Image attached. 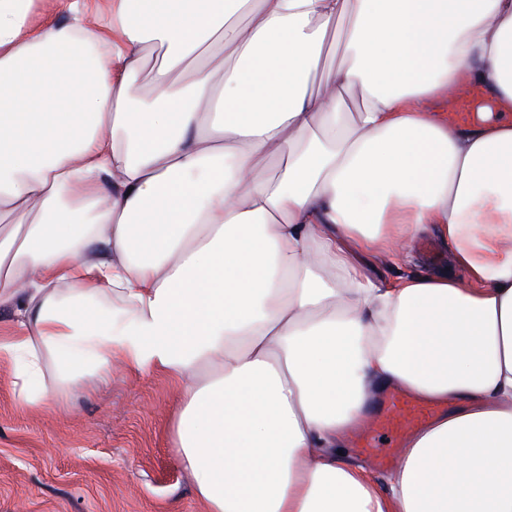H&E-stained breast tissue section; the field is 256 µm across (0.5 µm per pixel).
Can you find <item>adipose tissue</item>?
<instances>
[{"label":"adipose tissue","mask_w":512,"mask_h":512,"mask_svg":"<svg viewBox=\"0 0 512 512\" xmlns=\"http://www.w3.org/2000/svg\"><path fill=\"white\" fill-rule=\"evenodd\" d=\"M35 2L0 0L19 403L117 358L178 380L172 451L208 512H512V0H109L107 25ZM471 84L500 113L449 126ZM429 230L434 274L354 261ZM395 387L451 408L382 485L340 450ZM438 239L431 233L422 235L410 249L414 262L412 264L395 265L386 260L380 261L372 254L355 251L358 263L363 274L379 282H392L401 276L412 273H427L448 267L451 262L449 247L444 248L438 244ZM430 243L439 255L436 261L431 260L423 251L422 245Z\"/></svg>","instance_id":"1"}]
</instances>
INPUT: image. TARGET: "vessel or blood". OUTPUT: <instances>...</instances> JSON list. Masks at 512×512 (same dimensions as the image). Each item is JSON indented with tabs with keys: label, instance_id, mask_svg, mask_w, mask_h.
<instances>
[{
	"label": "vessel or blood",
	"instance_id": "vessel-or-blood-1",
	"mask_svg": "<svg viewBox=\"0 0 512 512\" xmlns=\"http://www.w3.org/2000/svg\"><path fill=\"white\" fill-rule=\"evenodd\" d=\"M483 106L482 98L474 92L467 93L457 101L454 112L449 113L451 123L462 125L479 120ZM430 408L400 391L390 392L382 410L361 435V448L382 466L389 465L398 449L396 436L403 425L419 424L430 415Z\"/></svg>",
	"mask_w": 512,
	"mask_h": 512
}]
</instances>
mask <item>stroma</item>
I'll return each mask as SVG.
<instances>
[{
  "label": "stroma",
  "instance_id": "1",
  "mask_svg": "<svg viewBox=\"0 0 512 512\" xmlns=\"http://www.w3.org/2000/svg\"><path fill=\"white\" fill-rule=\"evenodd\" d=\"M411 247L412 263L395 265L362 253L363 274L391 282L449 266ZM14 366L0 358V512H207L168 440L177 385L113 363L102 380L84 377L44 407H22L11 386Z\"/></svg>",
  "mask_w": 512,
  "mask_h": 512
}]
</instances>
